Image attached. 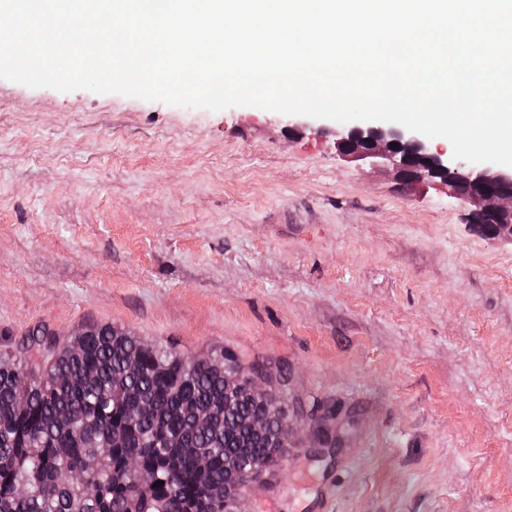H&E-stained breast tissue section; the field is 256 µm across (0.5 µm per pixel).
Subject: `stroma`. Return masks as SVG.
I'll use <instances>...</instances> for the list:
<instances>
[{
  "label": "stroma",
  "mask_w": 512,
  "mask_h": 512,
  "mask_svg": "<svg viewBox=\"0 0 512 512\" xmlns=\"http://www.w3.org/2000/svg\"><path fill=\"white\" fill-rule=\"evenodd\" d=\"M339 127L0 79V356L109 324L269 368L250 512H512V241Z\"/></svg>",
  "instance_id": "35a3bbf8"
}]
</instances>
